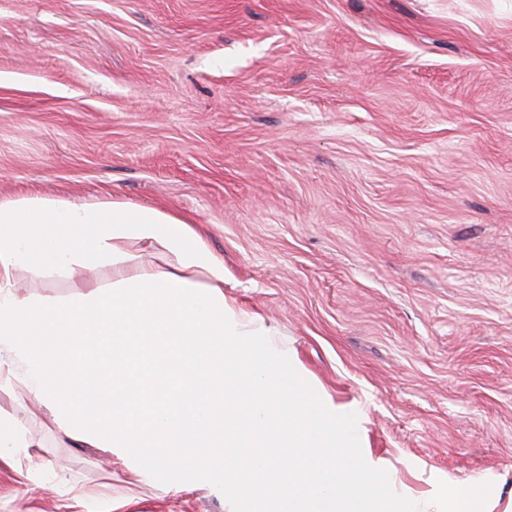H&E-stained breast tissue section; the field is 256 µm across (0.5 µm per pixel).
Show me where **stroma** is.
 Instances as JSON below:
<instances>
[{"mask_svg": "<svg viewBox=\"0 0 512 512\" xmlns=\"http://www.w3.org/2000/svg\"><path fill=\"white\" fill-rule=\"evenodd\" d=\"M196 224L224 295L358 412L381 479L512 512V0H0V199ZM35 438L0 512H275L194 459Z\"/></svg>", "mask_w": 512, "mask_h": 512, "instance_id": "35a3bbf8", "label": "stroma"}]
</instances>
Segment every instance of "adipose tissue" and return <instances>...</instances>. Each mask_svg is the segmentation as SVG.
Returning <instances> with one entry per match:
<instances>
[{
	"mask_svg": "<svg viewBox=\"0 0 512 512\" xmlns=\"http://www.w3.org/2000/svg\"><path fill=\"white\" fill-rule=\"evenodd\" d=\"M101 268L109 283L92 278ZM22 270L33 285L64 275L73 291H19ZM274 334L225 300L223 260L168 211L0 200V385L38 400L59 440L156 448L159 469L204 447L198 469L225 495L258 494L277 512H417L363 453L357 418L306 385ZM285 464L309 481L289 484Z\"/></svg>",
	"mask_w": 512,
	"mask_h": 512,
	"instance_id": "obj_1",
	"label": "adipose tissue"
}]
</instances>
